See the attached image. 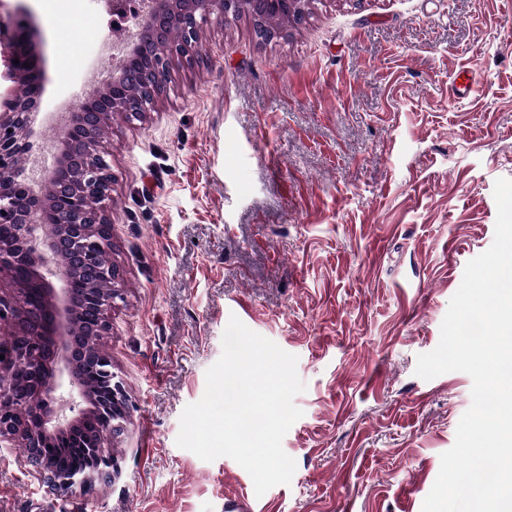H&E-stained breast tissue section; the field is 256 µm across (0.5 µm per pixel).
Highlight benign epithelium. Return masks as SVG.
I'll use <instances>...</instances> for the list:
<instances>
[{
  "instance_id": "1",
  "label": "benign epithelium",
  "mask_w": 512,
  "mask_h": 512,
  "mask_svg": "<svg viewBox=\"0 0 512 512\" xmlns=\"http://www.w3.org/2000/svg\"><path fill=\"white\" fill-rule=\"evenodd\" d=\"M309 3L310 0H264L267 8L287 13L291 26L304 19ZM251 4L253 0H146L145 9L136 18L131 47H123L113 55L116 65L112 77L92 89L81 111L69 114L61 124L55 160L46 171V178L54 181L71 167L77 150L74 138L79 131L83 132L81 162L61 193L45 197L30 188L18 192V172L12 166V161L29 151L28 138L37 122L39 99L33 92H24V88L43 80L42 53L30 35V15L25 9L6 20L0 16V40L9 41L11 59L19 60L11 65L18 91L6 103L7 111L0 113V224L16 225L17 236L23 241L19 254L0 243V276L7 275L11 284L9 295L0 291V322H14L18 317L27 283L18 281L16 271L23 268L29 271V280L39 284L38 306L45 323L58 336L48 356L36 343L21 351L15 348L13 338L0 339V444L20 442L26 423L37 426L27 462L32 474L51 493L81 489L97 477L108 476L109 471L98 467L72 478H59L48 468L39 448L68 437L92 413L107 411L115 417L123 412V404L117 398L123 387L112 372V361L100 368L106 390L103 405L96 404L78 380L77 366L86 356V349L75 343L71 332L76 315L70 288L72 274L80 264L92 261L112 245V224L101 207L112 190V169L98 131L114 115L139 118L154 107L172 57L192 59L198 54L195 31L200 23L214 19L224 24L238 13L249 12ZM172 29L181 32L177 42L165 41ZM146 35L164 41V47L148 58L140 86L131 89L125 81V70L128 62L141 53ZM100 273L113 282L110 294L91 295L100 312L97 334L107 336L112 333V307L120 297V270L109 265ZM19 370L36 379L38 399L27 407L24 419L15 421L12 394Z\"/></svg>"
}]
</instances>
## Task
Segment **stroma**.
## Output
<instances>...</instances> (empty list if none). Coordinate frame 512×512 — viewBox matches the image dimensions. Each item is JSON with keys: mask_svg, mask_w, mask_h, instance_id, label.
<instances>
[{"mask_svg": "<svg viewBox=\"0 0 512 512\" xmlns=\"http://www.w3.org/2000/svg\"><path fill=\"white\" fill-rule=\"evenodd\" d=\"M21 7L46 72L36 180L55 114L80 111L128 32L106 0H0ZM198 35L201 62L173 60L154 109L114 117L103 143L126 394L112 477L52 494L0 447V512H422L472 379L415 368L512 179V0H310L270 39L245 14ZM233 315L296 355L306 385L282 441L296 471L261 496L233 459L176 444Z\"/></svg>", "mask_w": 512, "mask_h": 512, "instance_id": "obj_1", "label": "stroma"}]
</instances>
